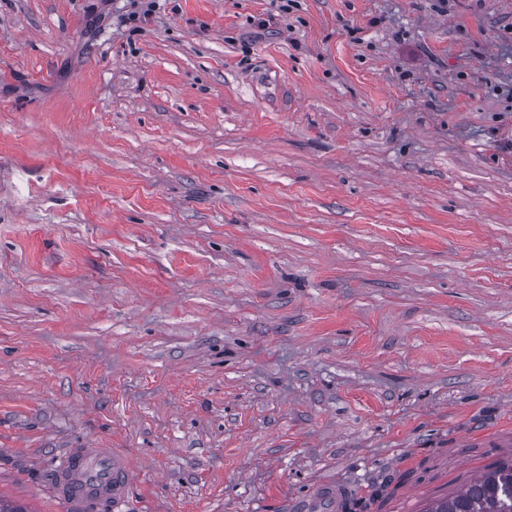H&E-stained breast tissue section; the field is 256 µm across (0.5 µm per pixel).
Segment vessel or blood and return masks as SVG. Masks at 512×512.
Listing matches in <instances>:
<instances>
[{"label": "vessel or blood", "instance_id": "b4317fda", "mask_svg": "<svg viewBox=\"0 0 512 512\" xmlns=\"http://www.w3.org/2000/svg\"><path fill=\"white\" fill-rule=\"evenodd\" d=\"M130 465L114 448H73L58 474L56 490L66 502L86 505L102 501H123L129 485ZM347 501L344 489L322 486L316 495L293 504V512H342Z\"/></svg>", "mask_w": 512, "mask_h": 512}]
</instances>
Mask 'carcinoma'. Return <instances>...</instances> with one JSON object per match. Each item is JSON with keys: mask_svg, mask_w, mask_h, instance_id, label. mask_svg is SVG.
I'll list each match as a JSON object with an SVG mask.
<instances>
[{"mask_svg": "<svg viewBox=\"0 0 512 512\" xmlns=\"http://www.w3.org/2000/svg\"><path fill=\"white\" fill-rule=\"evenodd\" d=\"M427 512H512V464H498L456 496Z\"/></svg>", "mask_w": 512, "mask_h": 512, "instance_id": "carcinoma-1", "label": "carcinoma"}]
</instances>
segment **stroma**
Masks as SVG:
<instances>
[{
  "label": "stroma",
  "instance_id": "1",
  "mask_svg": "<svg viewBox=\"0 0 512 512\" xmlns=\"http://www.w3.org/2000/svg\"><path fill=\"white\" fill-rule=\"evenodd\" d=\"M0 0V497L425 512L512 462V0ZM269 18L266 29L253 21ZM129 476V462L116 448H72L58 474L56 490L68 503H119L126 495ZM347 501L344 489L336 484L322 486L312 499H303L292 505V512H313L317 508L329 509V512L343 510Z\"/></svg>",
  "mask_w": 512,
  "mask_h": 512
}]
</instances>
